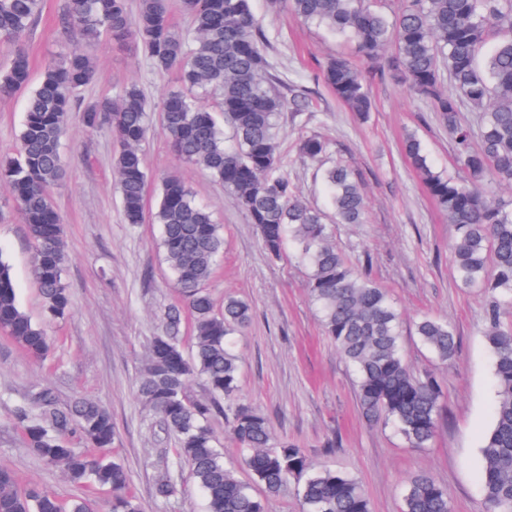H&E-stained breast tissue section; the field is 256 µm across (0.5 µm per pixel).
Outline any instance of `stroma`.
I'll list each match as a JSON object with an SVG mask.
<instances>
[{
  "mask_svg": "<svg viewBox=\"0 0 512 512\" xmlns=\"http://www.w3.org/2000/svg\"><path fill=\"white\" fill-rule=\"evenodd\" d=\"M65 4L45 0L26 38L33 77H40L43 59L84 46L97 66L96 79L79 93L84 101L119 97L134 83L157 105L179 87L177 72L155 73L136 41L103 36L84 43L64 20ZM251 6L264 30L262 50L277 90L289 100L302 93L309 98L305 111L285 110L278 124L279 151L297 194L324 212V168L343 161L362 179L364 219L333 225V237L353 266L366 267L389 292L400 314L408 366L433 374L444 387L442 420L429 447H409L393 425L362 419L354 371L320 324L308 295V270L295 248L278 257L267 254L248 214L223 185L177 160L157 112L144 146L147 202L155 204L161 177L174 173L222 224L224 254L207 287L216 301L232 296L252 309L249 326L234 338L239 400L265 414L277 438L302 448L315 468L355 478L371 512H402L406 481L417 473L447 488L452 512H483L480 445L496 399L484 299L458 281L449 251L454 228L403 152L406 136L416 134L434 170L454 176V143L430 101L388 76L368 77L373 110L359 119L317 80L321 68L339 56L363 66L354 45L272 0H252ZM25 100L22 93L0 98V157L17 149ZM305 135L325 141L320 161L299 158L297 143ZM116 151L108 130H88L82 113H71L63 145L66 175L50 190L68 245L71 311L65 318H46L27 226L0 190V258L10 266L20 306L52 338L50 353L39 359L0 332V466L13 471L22 487L42 488L61 501L82 494L60 468L28 452L21 429L6 424L32 392L48 388L57 407L90 398L111 411L112 454L146 512H204L189 469L176 463L174 437L138 393L151 341L163 331L165 312L180 300L159 248V226L124 221L112 171ZM426 315L453 327L452 361H439L420 342L416 325ZM331 437L332 448L326 445ZM164 471L178 489L165 501L154 494Z\"/></svg>",
  "mask_w": 512,
  "mask_h": 512,
  "instance_id": "obj_1",
  "label": "stroma"
}]
</instances>
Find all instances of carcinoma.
I'll return each mask as SVG.
<instances>
[{
	"label": "carcinoma",
	"instance_id": "carcinoma-1",
	"mask_svg": "<svg viewBox=\"0 0 512 512\" xmlns=\"http://www.w3.org/2000/svg\"><path fill=\"white\" fill-rule=\"evenodd\" d=\"M284 9L325 26L355 43L371 74L393 78L429 99L456 147L463 178H444L427 160L419 139L407 137L405 155L428 193L455 229L450 245L454 268L465 286L484 288L486 329L496 404L493 425L481 447L480 488L485 512H512V199L489 186L512 188V0H401L391 14L368 0H281ZM42 0H0V39L15 46L9 67L0 72V97L27 91L15 156L0 159V187L27 225L34 247V271L43 307L52 319L64 317L71 301L63 273L65 231L49 188L65 176L61 146L69 114L83 113L87 128L106 127L120 145L113 160L126 223L145 220L161 228L160 248L174 277L182 305L165 313V331L154 337L139 394L177 440L176 460L188 466L205 501V512H266L254 486L275 494L293 479L302 481L303 512H370V502L352 477L315 470L304 451L275 438L268 418L238 400L239 357L233 336L249 323V305L227 297L217 307L206 283L224 253L221 225L199 206L176 176L163 178L155 211L146 212L147 175L142 146L152 107L137 85L121 98L81 106L78 91L96 75L92 58L72 50L47 61L31 83L23 48ZM192 27L178 31L169 0H139L131 16L126 0H67L65 23L83 35L101 32L115 41L133 38L154 70L181 71L182 87L163 100L160 112L171 147L181 161L224 186L255 225L262 246L278 256L293 244L310 269L308 289L327 336L356 372L362 415L391 422L412 448H426L440 424L441 383L431 374L415 375L404 361L399 314L386 289L366 271L354 269L336 248L323 214L297 195L283 171L275 129L285 107L262 53V29L250 0H181ZM394 53L386 54L388 47ZM448 75V86L441 78ZM319 79L351 111L364 115L372 102L360 70L342 58L330 60ZM219 92L229 124L226 141L216 115L198 98ZM467 107L477 115L479 146L460 117ZM320 137L300 139L299 154L319 159ZM334 223L360 224L365 198L359 174L338 163L325 169ZM192 321V354L186 355L180 324ZM0 330L34 357L50 350L49 338L20 307L8 265L0 260ZM417 334L427 349L446 362L455 352L448 322L424 317ZM204 379L211 398L193 401L191 380ZM224 413L229 434L244 454L251 481L224 463L209 426ZM10 423L22 429L29 450L74 483L112 488V512H145L128 491L124 469L109 460L115 439L112 414L79 399L64 410L41 390L18 405ZM78 433L90 452L68 446ZM0 512H97L95 502L77 496L68 506L36 486L20 488L14 474L0 467ZM404 512H451L446 488L426 474L408 482Z\"/></svg>",
	"mask_w": 512,
	"mask_h": 512
}]
</instances>
